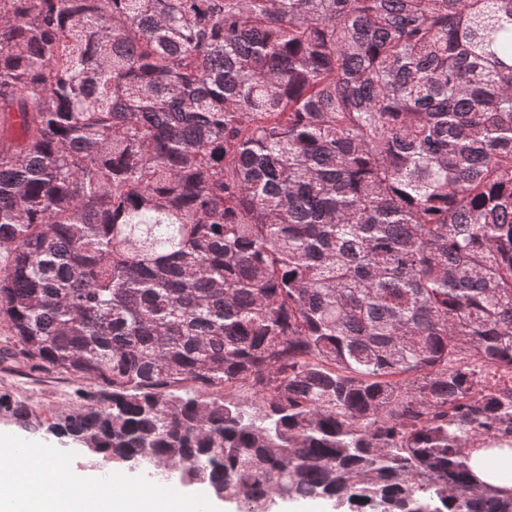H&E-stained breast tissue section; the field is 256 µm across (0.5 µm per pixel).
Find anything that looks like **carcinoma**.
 <instances>
[{"mask_svg": "<svg viewBox=\"0 0 512 512\" xmlns=\"http://www.w3.org/2000/svg\"><path fill=\"white\" fill-rule=\"evenodd\" d=\"M0 329L236 512H512V0H0ZM469 466L480 482L512 489V448H471Z\"/></svg>", "mask_w": 512, "mask_h": 512, "instance_id": "cac0c4a2", "label": "carcinoma"}]
</instances>
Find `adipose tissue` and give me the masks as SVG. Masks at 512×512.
Listing matches in <instances>:
<instances>
[{"label":"adipose tissue","mask_w":512,"mask_h":512,"mask_svg":"<svg viewBox=\"0 0 512 512\" xmlns=\"http://www.w3.org/2000/svg\"><path fill=\"white\" fill-rule=\"evenodd\" d=\"M54 457L37 446L19 452L0 435V512H196L192 494H164L114 469L73 475ZM469 466L480 482L512 489V448H473Z\"/></svg>","instance_id":"1"}]
</instances>
